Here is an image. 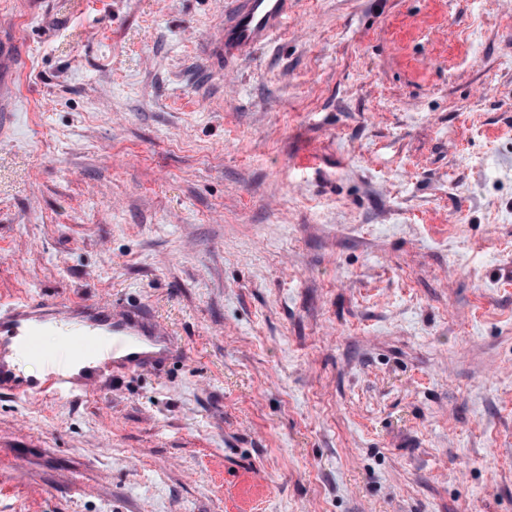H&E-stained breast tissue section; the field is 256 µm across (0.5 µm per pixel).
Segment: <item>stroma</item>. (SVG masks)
<instances>
[{"label":"stroma","instance_id":"stroma-1","mask_svg":"<svg viewBox=\"0 0 512 512\" xmlns=\"http://www.w3.org/2000/svg\"><path fill=\"white\" fill-rule=\"evenodd\" d=\"M0 0V307L178 338L0 394V512H512V0ZM288 16V0H243L224 23V54L237 55L266 39Z\"/></svg>","mask_w":512,"mask_h":512}]
</instances>
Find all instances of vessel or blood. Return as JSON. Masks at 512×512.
I'll return each instance as SVG.
<instances>
[{"mask_svg": "<svg viewBox=\"0 0 512 512\" xmlns=\"http://www.w3.org/2000/svg\"><path fill=\"white\" fill-rule=\"evenodd\" d=\"M288 16V0H242L224 24V51L239 54L266 39ZM65 326L64 350L40 342L49 325ZM176 349V339L143 309L113 310L102 302L25 300L0 308V393L22 399L84 396L115 373L158 368ZM42 360L36 372L21 368V356Z\"/></svg>", "mask_w": 512, "mask_h": 512, "instance_id": "1", "label": "vessel or blood"}]
</instances>
